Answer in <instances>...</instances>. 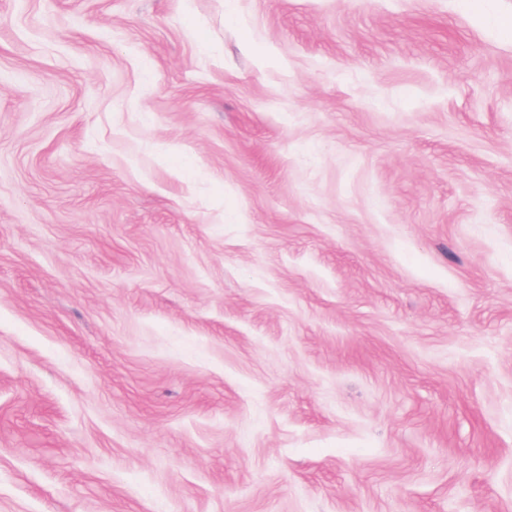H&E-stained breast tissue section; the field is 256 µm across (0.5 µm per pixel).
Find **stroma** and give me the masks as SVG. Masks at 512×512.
I'll use <instances>...</instances> for the list:
<instances>
[{
    "label": "stroma",
    "instance_id": "35a3bbf8",
    "mask_svg": "<svg viewBox=\"0 0 512 512\" xmlns=\"http://www.w3.org/2000/svg\"><path fill=\"white\" fill-rule=\"evenodd\" d=\"M0 512H512V0H0Z\"/></svg>",
    "mask_w": 512,
    "mask_h": 512
}]
</instances>
